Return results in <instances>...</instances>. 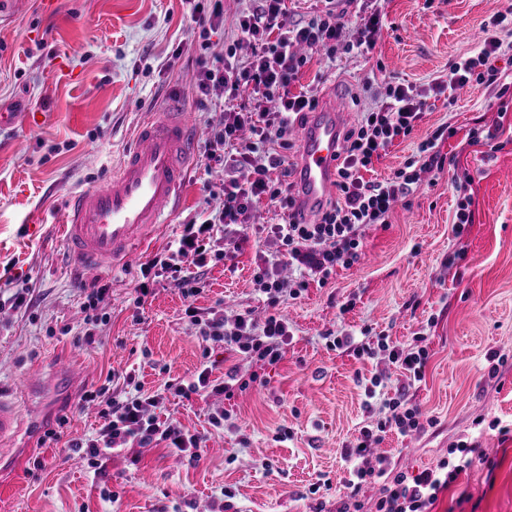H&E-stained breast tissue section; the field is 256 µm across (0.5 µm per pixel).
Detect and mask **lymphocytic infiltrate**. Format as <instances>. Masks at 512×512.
I'll return each mask as SVG.
<instances>
[{"label": "lymphocytic infiltrate", "instance_id": "f902f5d3", "mask_svg": "<svg viewBox=\"0 0 512 512\" xmlns=\"http://www.w3.org/2000/svg\"><path fill=\"white\" fill-rule=\"evenodd\" d=\"M324 2L320 13L294 18L286 0H250L238 26L240 41L253 48L246 63H235L236 47L218 50L211 42L201 43L196 59L198 99L207 100L218 92L229 104L238 98L241 88L248 87L262 105L223 115L217 125L211 126L206 160L232 171L224 183L205 186L209 197L220 200L221 207L213 216L185 225L175 251L158 253L143 264L144 280L135 289L134 303L138 306L150 295L149 284L153 281L174 283L184 297L197 296L205 286L204 272L210 261L231 257L248 242V231L237 227L240 216L263 201L278 208L281 220L269 230L280 243L279 255L253 275L257 291L265 295L272 309L271 315L259 320L249 309L231 317L216 308L204 312L190 306L185 310L202 342L239 353L252 371L244 376L239 369H231L223 383L216 385L211 380V366L203 361L188 380L165 383L151 393L142 389L132 372L109 373L106 385L85 391L82 396L83 401L99 407L101 424L95 436L64 439L61 428L67 420L63 417L58 420V429L47 434L48 439L63 442L65 449L85 460L94 476L105 477L109 461L125 449L159 443L189 466H197L202 459L201 437L190 433L176 418L162 419L155 413L166 395L188 399L215 393L230 401L250 386L264 385L258 367L279 364L293 338L287 318L276 314V306L301 298L311 283L327 284L337 268L358 264L366 229L388 222L395 205L412 193L421 171L442 168L444 158L436 152L435 141L430 140L420 147L424 155L420 169H400L380 181L364 177L396 140L410 137L423 119L429 93L452 92L474 83L494 89L499 100L508 91L496 62L512 54V5L484 27L477 49L449 63L447 77L435 79L429 89L386 83L387 105L364 113L343 136L336 201L315 220L296 221L292 213L293 186L276 178L275 173L287 162L285 152L295 124L316 108L318 99L315 90L295 94L291 87L314 57L322 55L333 61L343 53H372L374 35L385 18L386 0ZM257 152L264 154L265 164H254L252 156ZM325 340L329 349L346 347L360 359L384 355L404 377L395 396L380 402L375 396L381 377H356L358 386L364 389L363 408L370 420L359 427L344 454L346 473L338 488L343 502L340 512H363L359 494L364 486L375 482L381 485L375 512H431L441 491L474 464L485 461L479 442L460 444L458 457L440 458L414 475L395 471L391 457L384 454L373 455L370 462L365 459L372 445L388 433L406 437L434 425V418L425 415L409 395L410 389L425 378L430 358L427 337L416 335L405 344L385 336L358 341L351 335L329 333Z\"/></svg>", "mask_w": 512, "mask_h": 512}]
</instances>
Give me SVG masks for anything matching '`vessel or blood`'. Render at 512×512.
I'll use <instances>...</instances> for the list:
<instances>
[{
  "label": "vessel or blood",
  "mask_w": 512,
  "mask_h": 512,
  "mask_svg": "<svg viewBox=\"0 0 512 512\" xmlns=\"http://www.w3.org/2000/svg\"><path fill=\"white\" fill-rule=\"evenodd\" d=\"M347 119L346 102L332 97L300 129L294 192L296 212L304 220L316 217L336 193L340 135ZM194 133V116L186 109L149 114L112 178L69 197L65 248L84 278L120 262L168 223L191 160ZM19 430L16 401L0 395V445L14 440Z\"/></svg>",
  "instance_id": "1"
}]
</instances>
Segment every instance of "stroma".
Segmentation results:
<instances>
[{
    "mask_svg": "<svg viewBox=\"0 0 512 512\" xmlns=\"http://www.w3.org/2000/svg\"><path fill=\"white\" fill-rule=\"evenodd\" d=\"M0 0V112H40L37 126L0 131V286L30 289L29 306H0V392L16 394L34 371L48 386L21 405L22 428L0 450V512H210L225 486L236 496L231 512H337L336 491L310 493L320 477L343 476L345 444L367 421L357 375L380 373L381 392L402 383L383 359L362 361L326 347L332 332L387 336L404 342L429 338L430 360L414 401L436 419L425 432L388 434L381 452L397 469L415 471L447 456L459 442L480 440L489 465H474L439 493L432 512H512V107L488 104L489 90L433 97L411 138L389 147L368 176L380 179L418 160L417 146L445 126L454 137L438 142L456 166L424 172L387 226L367 230L361 261L337 269L328 284L281 306L294 334L283 361L262 370L266 388L239 394L238 428L218 432L208 423L221 398L170 399L171 414L206 438L198 466H185L166 448H138L137 465L111 462L101 497L84 462L46 441L59 417L67 436L86 438L100 419L85 390L101 386L112 370L134 366L145 392L186 378L199 365L204 345L184 316L187 305L221 306L227 312L262 308L252 281L256 264L279 245L267 235L276 213L262 203L244 217L257 242L229 262L209 265L204 291L186 299L168 283L156 286L143 310L133 288L140 266L167 249L182 224L215 208L204 181L208 126L214 106L196 102L195 57L201 29L186 0ZM507 0H387L384 25L372 58L344 54L335 65L314 57L300 78L321 76L320 95L347 98L351 118L382 105L388 82L428 86L450 61L474 50L485 24ZM382 73H374L376 62ZM179 101L196 119V146L183 200L148 247L106 271L97 283L111 297L99 340L87 344L80 324L83 282L63 258L66 198L75 189L106 181L132 143L143 113ZM496 130L497 140L467 145L465 136ZM471 179L473 222L455 236L458 195L454 175ZM348 312H341L344 303ZM502 356L489 378V354ZM94 371L91 380L56 376L58 361ZM483 426H475L476 417ZM292 435L278 440L280 427ZM42 459L43 468L33 466Z\"/></svg>",
    "mask_w": 512,
    "mask_h": 512,
    "instance_id": "35a3bbf8",
    "label": "stroma"
}]
</instances>
